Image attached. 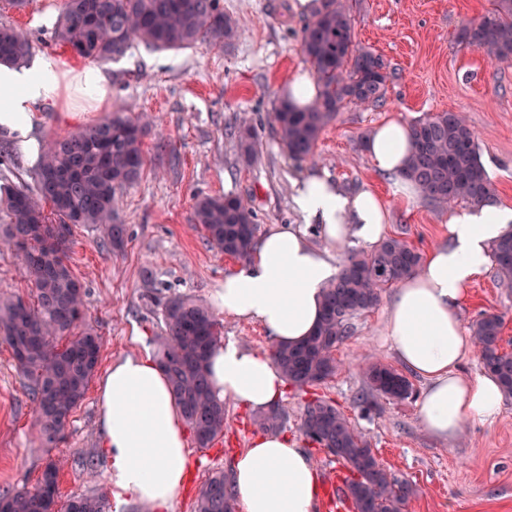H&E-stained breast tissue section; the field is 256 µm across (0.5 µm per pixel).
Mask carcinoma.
Listing matches in <instances>:
<instances>
[{
	"instance_id": "1",
	"label": "carcinoma",
	"mask_w": 512,
	"mask_h": 512,
	"mask_svg": "<svg viewBox=\"0 0 512 512\" xmlns=\"http://www.w3.org/2000/svg\"><path fill=\"white\" fill-rule=\"evenodd\" d=\"M321 7L301 30V49L314 70L318 95L299 108L288 97L269 116L281 146L291 158L308 161L322 132L346 104L382 106L390 73L381 56L354 42L347 0H319ZM241 30L220 0H63L52 41L89 62L113 61L133 44L153 49L223 45ZM456 41L499 61H512V0H495L492 12L463 24ZM35 52L21 30L0 25V64L20 65ZM411 151L403 176L429 202L446 207L464 202L492 205L496 188L484 167L476 135L456 112H436L410 124ZM150 124L132 111L114 112L54 141L31 170L12 155L0 169L7 191L0 195L4 223L0 245L18 260L31 284L33 300L0 298V342L27 381L41 446L63 439L74 410L85 398L100 360L102 337L87 324L86 290L73 274L69 251L74 228L95 227L100 244L124 249L127 227L118 218L119 190L136 184L144 172V139ZM239 158L256 161L258 131H237ZM50 204L52 215L44 212ZM192 221L211 248L247 259L256 232V214L235 195H199ZM492 257L500 277L512 281V233L494 242ZM423 256L399 236L368 250L346 249L337 275L323 288L322 313L312 333L298 344H271L269 356L289 385L304 389L336 375L337 347L352 335L353 319L375 308L387 288L417 273ZM164 332L155 338L154 358L166 375L194 444L209 448L224 435V400L213 390L208 361L222 342L214 311L199 300L173 296L163 305ZM504 317L485 312L471 324L472 339L485 372L512 396V352L504 350ZM364 402L403 400L413 392L397 369L374 364L366 373ZM286 412L276 407L255 418L264 432H278ZM301 430L314 444L344 463L352 478L344 494L353 512H404L414 494L407 479L393 476L378 460L368 439L334 403L321 398L303 406ZM61 460H48L37 484L0 495V512H51L58 504ZM107 497L93 491L69 500L66 512H106ZM195 512H236L231 482L222 471L201 485Z\"/></svg>"
}]
</instances>
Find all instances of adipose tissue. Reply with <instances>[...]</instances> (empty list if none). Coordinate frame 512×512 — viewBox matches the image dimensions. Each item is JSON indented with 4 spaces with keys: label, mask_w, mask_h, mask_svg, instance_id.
<instances>
[{
    "label": "adipose tissue",
    "mask_w": 512,
    "mask_h": 512,
    "mask_svg": "<svg viewBox=\"0 0 512 512\" xmlns=\"http://www.w3.org/2000/svg\"><path fill=\"white\" fill-rule=\"evenodd\" d=\"M63 78L47 56L18 68L0 65V134L30 158L39 156L32 108L57 96ZM408 132L404 122L388 121L376 128L367 148L377 168L394 176L398 191L412 198L414 188L400 176ZM294 204L307 222L317 224L323 246H315L302 230L274 226L211 295L220 312L261 323L278 344L298 343L315 328L323 287L338 271L334 249L351 239L375 244L388 224V210L372 190L348 194L317 174L298 186ZM510 231L511 210L486 206L453 215L447 243L429 250L419 272L399 284L387 312V341L398 360L426 383L420 417L435 438L454 440L467 423H492L501 414L497 380L460 371L473 344L458 309L467 287L488 271L493 242ZM209 372L219 397L254 411L270 408L286 392L269 356L234 340L213 351ZM100 402L109 481L150 512H167L185 483L189 449L186 424L165 374L151 357L122 358L104 376ZM231 481L243 512H315L317 474L298 436L254 437L234 460Z\"/></svg>",
    "instance_id": "obj_1"
}]
</instances>
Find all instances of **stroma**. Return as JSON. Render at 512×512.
<instances>
[{
  "label": "stroma",
  "mask_w": 512,
  "mask_h": 512,
  "mask_svg": "<svg viewBox=\"0 0 512 512\" xmlns=\"http://www.w3.org/2000/svg\"><path fill=\"white\" fill-rule=\"evenodd\" d=\"M222 2L225 13L245 23L230 44L155 50L136 43L103 65L112 84L110 111L147 113L165 136L160 147L154 137H146L142 178L119 199V217L129 230L124 250L101 247L92 229L74 230L70 267L88 289V315L103 338V373L119 358L153 354L169 297L209 301L212 289L241 266V259L212 249L193 224L195 196L242 197L255 211L257 235L276 224H294L305 227L317 245L319 233L305 223L293 197L299 182L319 174L351 193L364 187L376 191L390 213L388 235L406 233L424 252L447 241L449 210L418 197L405 199L361 141L390 120L409 124L453 111L476 134L496 187L497 207L512 209V63L492 60L454 39L462 24L491 11L494 0H358L354 40L381 55L395 78L383 106L349 104L341 109L321 135L314 162L300 166L273 137L268 118L289 81L312 71L300 45L309 14L300 0ZM60 3L29 0L20 10L0 0V24L28 34L37 54L54 56L66 73L80 68L82 61L50 40ZM65 104L59 96L34 106L33 133L42 147L75 131V124L60 118ZM229 124L257 128L253 166L240 162L237 138L224 131ZM394 294L386 289L374 309L357 317L356 333L336 351L340 368L334 377L304 391L287 388L281 400L288 415L284 433L299 434L307 401L329 399L365 435L385 468L413 484L406 512H512V397H505L497 421L467 424L451 442L431 437L422 426L419 404L426 385L421 378H413L414 393L408 399H383L371 411L358 403L368 365L399 364L385 340L386 312ZM484 312L503 315V346L512 351V287L492 270L470 285L459 307L466 326ZM25 386L10 349L0 343V493L34 487L46 461L60 459V503L100 489L107 494L109 512H145L139 503L118 497L108 480L100 448L99 379H92L55 448L40 445ZM224 406L223 437L212 447L191 448L184 486L169 512H194L206 478L213 471L230 470L257 436L253 411L229 399ZM308 451L319 481L318 512H336L330 505L333 486L350 473L316 445Z\"/></svg>",
  "instance_id": "obj_1"
}]
</instances>
